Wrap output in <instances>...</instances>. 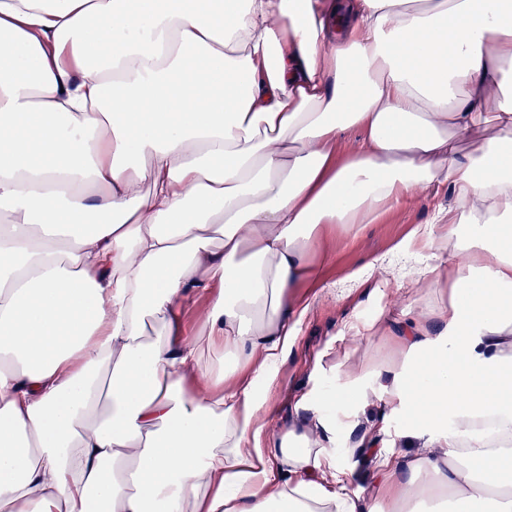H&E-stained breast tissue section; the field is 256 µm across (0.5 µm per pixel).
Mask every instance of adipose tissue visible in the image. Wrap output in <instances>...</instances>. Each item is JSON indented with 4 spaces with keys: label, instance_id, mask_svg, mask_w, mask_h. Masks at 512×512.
Returning <instances> with one entry per match:
<instances>
[{
    "label": "adipose tissue",
    "instance_id": "1",
    "mask_svg": "<svg viewBox=\"0 0 512 512\" xmlns=\"http://www.w3.org/2000/svg\"><path fill=\"white\" fill-rule=\"evenodd\" d=\"M440 188L417 303L346 325L397 358L330 396L424 442L371 505L322 403L266 441V394L320 229ZM1 211L0 512H512V0H0ZM208 298L197 296L187 301L183 309V319L190 332L197 335L205 330Z\"/></svg>",
    "mask_w": 512,
    "mask_h": 512
}]
</instances>
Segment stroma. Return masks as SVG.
Wrapping results in <instances>:
<instances>
[{"instance_id":"35a3bbf8","label":"stroma","mask_w":512,"mask_h":512,"mask_svg":"<svg viewBox=\"0 0 512 512\" xmlns=\"http://www.w3.org/2000/svg\"><path fill=\"white\" fill-rule=\"evenodd\" d=\"M438 200L449 202V191H441L435 200L427 193L415 192L378 222L364 225L355 234L336 226L324 228L315 254L324 281L341 282L373 257L387 254L415 225L429 221ZM373 291L370 282L340 298L306 289V296L312 297L313 302L300 326L297 344L281 365L277 382L268 394L265 420L269 434H278L295 421V404L301 396L317 398L340 387L350 360L374 361L392 355L393 342L388 335L362 338L344 333V324L350 317L369 319L381 303L394 313L415 300L412 293L402 289L380 302ZM355 416V428L348 433L337 431L328 448L346 463V480L361 495L373 481L379 454L411 455L417 446L408 439L414 429L412 421L387 401L371 399L367 406L356 410Z\"/></svg>"}]
</instances>
